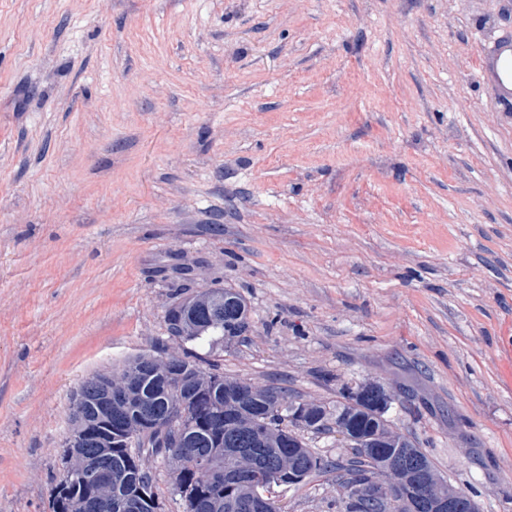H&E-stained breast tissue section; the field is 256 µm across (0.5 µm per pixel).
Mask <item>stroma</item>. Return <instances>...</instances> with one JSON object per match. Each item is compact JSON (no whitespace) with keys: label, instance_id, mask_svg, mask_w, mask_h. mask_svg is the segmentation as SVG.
I'll list each match as a JSON object with an SVG mask.
<instances>
[{"label":"stroma","instance_id":"1","mask_svg":"<svg viewBox=\"0 0 512 512\" xmlns=\"http://www.w3.org/2000/svg\"><path fill=\"white\" fill-rule=\"evenodd\" d=\"M512 0H0V512H48L73 394L240 292L226 376L392 427L512 512ZM328 477L283 490L329 512ZM506 97L512 96V46L501 45L491 58L488 73Z\"/></svg>","mask_w":512,"mask_h":512}]
</instances>
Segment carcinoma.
Wrapping results in <instances>:
<instances>
[{"mask_svg": "<svg viewBox=\"0 0 512 512\" xmlns=\"http://www.w3.org/2000/svg\"><path fill=\"white\" fill-rule=\"evenodd\" d=\"M193 314L184 320L177 339L208 347L215 355L224 344L240 337L248 327V308L243 297L227 288L208 289L190 297ZM112 381V409H98L103 383ZM83 406L70 402L69 427L79 426L77 409L99 420L98 431L82 448L63 449L61 469L52 478L49 512H55V493L69 491L67 512H91L75 477L97 464H112V494L138 506V512H165L159 484L165 483L170 499L182 512H234L260 495L267 500L266 512H285L272 496L285 483L269 477V471L300 470L305 477L332 475L340 491L333 503L335 512H351L346 490L351 481L373 478L382 472L388 457L352 449V457L331 458L313 450L304 433H322L327 423L353 428L363 434L384 438L391 434L388 420L377 417L352 395L343 396L336 413L311 403V420L293 428L288 420V403L277 387H259L242 379L227 377L219 360L198 355H180L162 350L155 355L140 353L110 371L98 372L80 387ZM181 407L183 418L167 431L145 424V412L159 417L171 404ZM182 431L195 441L197 454L209 465V479L195 478V459L186 448L168 445V434ZM135 437L131 448L123 446V435ZM248 448L257 470L241 468L236 449ZM404 461L403 475L412 486L440 477L427 454L416 444L398 449Z\"/></svg>", "mask_w": 512, "mask_h": 512, "instance_id": "carcinoma-1", "label": "carcinoma"}]
</instances>
